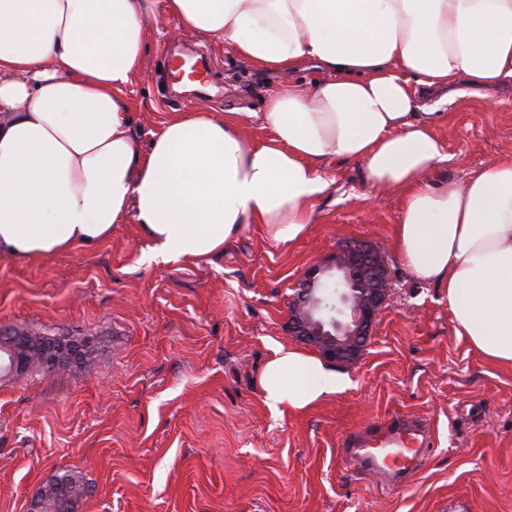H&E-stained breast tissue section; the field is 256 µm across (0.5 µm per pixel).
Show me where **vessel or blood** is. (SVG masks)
<instances>
[{
	"label": "vessel or blood",
	"instance_id": "b4317fda",
	"mask_svg": "<svg viewBox=\"0 0 512 512\" xmlns=\"http://www.w3.org/2000/svg\"><path fill=\"white\" fill-rule=\"evenodd\" d=\"M174 72H186L200 90H207L208 69L195 52L181 53L169 62ZM432 445L428 425L401 415L391 416L384 424L350 436L346 441L350 460L384 481L395 484L416 474L427 448Z\"/></svg>",
	"mask_w": 512,
	"mask_h": 512
}]
</instances>
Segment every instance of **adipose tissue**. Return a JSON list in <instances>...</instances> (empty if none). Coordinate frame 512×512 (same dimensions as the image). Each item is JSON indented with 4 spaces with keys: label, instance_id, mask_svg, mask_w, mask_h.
<instances>
[{
    "label": "adipose tissue",
    "instance_id": "ef3b65f1",
    "mask_svg": "<svg viewBox=\"0 0 512 512\" xmlns=\"http://www.w3.org/2000/svg\"><path fill=\"white\" fill-rule=\"evenodd\" d=\"M224 45L285 75L245 138L238 113L175 112L141 151L121 93L145 27ZM322 74L288 80L301 63ZM512 85V0H0V253L94 247L135 218L152 261L209 259L248 225L287 247L329 192L324 163L359 160L400 191L394 247L448 293L453 333L512 367V163L435 185L448 159L420 88ZM271 409L303 410L351 380L276 345L260 379Z\"/></svg>",
    "mask_w": 512,
    "mask_h": 512
}]
</instances>
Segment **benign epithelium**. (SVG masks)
<instances>
[{"label": "benign epithelium", "mask_w": 512, "mask_h": 512, "mask_svg": "<svg viewBox=\"0 0 512 512\" xmlns=\"http://www.w3.org/2000/svg\"><path fill=\"white\" fill-rule=\"evenodd\" d=\"M389 286L385 257L372 246L347 247L326 263L307 267L293 302L289 334L316 345L323 355L349 363L362 352L378 310L387 301ZM38 351L55 367L71 363L76 352L46 339L0 334V374L19 377L26 368L25 353ZM64 481L55 478L40 486L29 512H55Z\"/></svg>", "instance_id": "1"}]
</instances>
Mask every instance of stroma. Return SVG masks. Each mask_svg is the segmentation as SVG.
I'll use <instances>...</instances> for the list:
<instances>
[{"mask_svg": "<svg viewBox=\"0 0 512 512\" xmlns=\"http://www.w3.org/2000/svg\"><path fill=\"white\" fill-rule=\"evenodd\" d=\"M175 22L146 26L124 95L141 149L174 112H241L244 135L279 81L197 36L212 88L168 86ZM436 133L438 178L512 160V87L458 97ZM334 183L288 248L247 227L207 261H151L135 221L94 248L50 258L0 254V329L86 343L75 365L0 379V512H27L36 489L70 472L89 488L75 512H512V368L453 333L448 296L393 249L400 195L367 192L362 163L327 162ZM356 241L381 248L391 296L351 385L304 410H272L259 386L288 333L304 268ZM403 414L430 424L423 468L400 487L344 460V440Z\"/></svg>", "mask_w": 512, "mask_h": 512, "instance_id": "obj_1", "label": "stroma"}]
</instances>
